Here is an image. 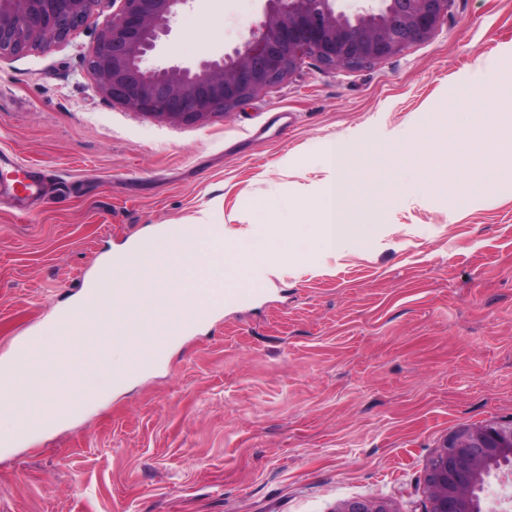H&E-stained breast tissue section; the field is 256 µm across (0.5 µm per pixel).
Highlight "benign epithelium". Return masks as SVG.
I'll return each mask as SVG.
<instances>
[{
    "instance_id": "obj_1",
    "label": "benign epithelium",
    "mask_w": 512,
    "mask_h": 512,
    "mask_svg": "<svg viewBox=\"0 0 512 512\" xmlns=\"http://www.w3.org/2000/svg\"><path fill=\"white\" fill-rule=\"evenodd\" d=\"M101 0H0V59L66 41ZM87 66L99 92L133 112L197 122L233 110L283 80L305 58L325 67L380 62L433 35L449 0H363L353 13L339 0H265V21L233 53L196 67L147 68L144 60L170 34L191 0H119ZM512 463V425L459 427L429 460L427 512H483L485 478ZM333 512H394L378 499Z\"/></svg>"
}]
</instances>
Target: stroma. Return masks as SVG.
<instances>
[{
  "mask_svg": "<svg viewBox=\"0 0 512 512\" xmlns=\"http://www.w3.org/2000/svg\"><path fill=\"white\" fill-rule=\"evenodd\" d=\"M100 0L67 41L0 60V362L48 330L106 257L210 210L230 249L289 223L352 159L347 206L366 246H317L176 336L145 372L74 419L0 443V512H334L385 498L425 512L429 458L463 424L512 419V100L499 153L469 190L461 134L483 129L484 81L512 87V0H451L429 39L360 68L311 58L205 121H164L100 95L87 59ZM265 19L263 0H191L145 60L197 66ZM447 154L426 176L422 162ZM277 203L272 215L254 200Z\"/></svg>",
  "mask_w": 512,
  "mask_h": 512,
  "instance_id": "obj_1",
  "label": "stroma"
}]
</instances>
